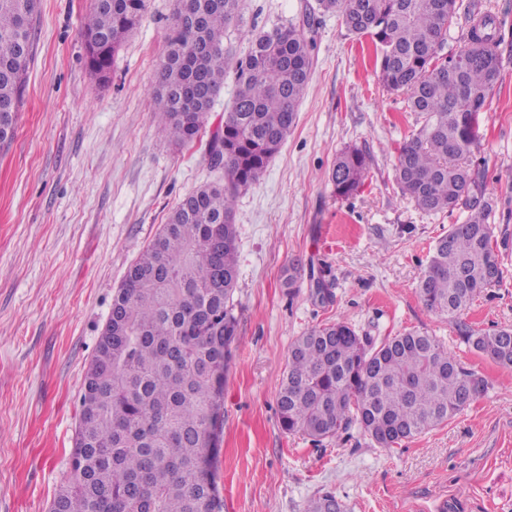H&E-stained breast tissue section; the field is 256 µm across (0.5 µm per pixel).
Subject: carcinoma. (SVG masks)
<instances>
[{"label": "carcinoma", "instance_id": "cac0c4a2", "mask_svg": "<svg viewBox=\"0 0 512 512\" xmlns=\"http://www.w3.org/2000/svg\"><path fill=\"white\" fill-rule=\"evenodd\" d=\"M37 0H0V148L14 137L33 56ZM348 33L371 41L383 85L404 92L420 127L398 150L396 180L427 214L468 209L435 243L419 279L423 305L448 317L473 349L512 369V329L481 332L460 319L503 280L492 204L462 160L479 149L478 116L499 82L496 18L462 0H318ZM145 0H104L82 31L88 67L105 81ZM238 0H176L155 97L157 131L193 143L224 87V29ZM465 16L464 45L445 52ZM313 24L289 23L252 38L235 63L236 94L208 158L224 184L204 185L168 214L112 296L116 320L88 364L70 471L59 512H223L212 460L223 420L224 375L237 342V195L263 173L296 124L312 70ZM371 165L351 146L330 181L339 198L358 192ZM484 379L412 330L378 339L344 320L297 337L276 396L288 434L319 442L353 424L374 446L397 448L462 414Z\"/></svg>", "mask_w": 512, "mask_h": 512}]
</instances>
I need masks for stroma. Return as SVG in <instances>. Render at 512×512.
<instances>
[{"instance_id":"obj_1","label":"stroma","mask_w":512,"mask_h":512,"mask_svg":"<svg viewBox=\"0 0 512 512\" xmlns=\"http://www.w3.org/2000/svg\"><path fill=\"white\" fill-rule=\"evenodd\" d=\"M496 16L503 68L480 118L469 168L486 183L504 279L462 318L512 327V0H477ZM93 0H40L33 60L15 137L0 151V512H49L70 470L84 375L129 267L169 211L220 183L207 148L235 84L226 75L198 139L156 132L153 95L174 0H146L108 82L86 65ZM316 16L311 80L296 124L259 180L238 195V342L224 379L215 470L224 512H304L329 492L347 512H512V370L465 344L425 308L416 285L435 240L468 215H429L395 180L397 148L418 127L404 93L388 92L373 47L317 12V0H240L224 34L232 57L274 25ZM366 149L359 192L336 197L337 152ZM306 273L282 284L288 264ZM331 297L320 301L316 281ZM420 330L482 376L486 395L448 424L387 451L357 427L314 444L282 431L276 393L288 351L312 327Z\"/></svg>"}]
</instances>
